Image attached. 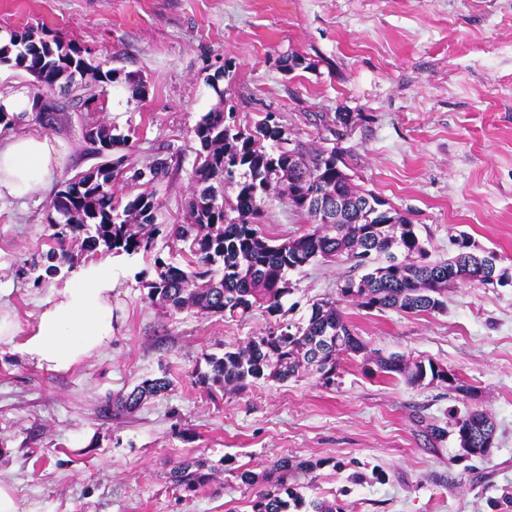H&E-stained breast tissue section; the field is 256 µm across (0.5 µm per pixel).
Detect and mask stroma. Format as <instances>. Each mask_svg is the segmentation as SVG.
<instances>
[{
    "label": "stroma",
    "mask_w": 512,
    "mask_h": 512,
    "mask_svg": "<svg viewBox=\"0 0 512 512\" xmlns=\"http://www.w3.org/2000/svg\"><path fill=\"white\" fill-rule=\"evenodd\" d=\"M43 31L88 52L103 70L141 77L142 98L107 86L91 111L76 86L50 98L62 119L48 134L71 156L47 189L0 202V302L28 332L39 305L86 261L72 246L59 272L37 281L33 262L53 247L55 194L100 164L89 125L131 136L142 168L154 156L171 168L157 185L159 220L184 223L196 187L193 129L216 102L248 127L278 113L291 135L318 143L316 113L351 117L344 140L354 184L416 226L431 258L451 256L461 238L496 252L508 282L448 286L441 312L342 310L368 348L430 361L452 384L412 387L345 362L333 387L308 375L258 381L208 395L192 372L275 324H301L312 303L334 299L354 262H316L290 272L279 314L245 320L173 313L151 303L144 280L154 251L114 257L111 346L79 368L56 373L0 347V478L20 498L54 512H252L280 457L319 462L305 499L338 501L345 512H494L512 494V0H0V36ZM225 67L216 98L207 84ZM305 215L286 201L264 205L263 232L281 241L303 233ZM168 391L134 413L105 410L107 397L146 378ZM486 411L497 429L488 460L467 457L449 427L450 410ZM204 460L212 482L195 493L172 480L188 458ZM254 476L241 485L237 471Z\"/></svg>",
    "instance_id": "stroma-1"
}]
</instances>
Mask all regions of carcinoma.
Returning <instances> with one entry per match:
<instances>
[{"mask_svg":"<svg viewBox=\"0 0 512 512\" xmlns=\"http://www.w3.org/2000/svg\"><path fill=\"white\" fill-rule=\"evenodd\" d=\"M11 62L33 75L39 86L53 89L61 79L79 74L90 81L79 87L86 108H95L102 84L125 86L131 97L144 94V84L116 71L104 72L83 56L81 49L29 32L13 34L0 44V63ZM218 103L202 116L193 129L197 152L193 179L197 184L188 202L189 219L167 232L173 242L187 245V264L155 259L157 277L143 284L148 298L171 312L192 310L197 314L244 319L260 310L270 316L283 307L291 292L288 273L318 259L346 258L372 269L359 278L345 280L338 299L312 304L303 325L269 328L244 346L210 354L207 370L195 371L196 383L206 389L244 390L259 380L285 383L309 370L328 388L336 384L340 364L367 352L366 345L348 323L340 304L351 302L365 310H396L420 314L445 307L448 284L469 283L481 265V256L470 245L455 256L427 261V249L411 224L378 196L355 189L343 169V149L313 147L289 137L280 116L268 112L253 127L243 129L235 115L224 111V91L211 83ZM324 130L335 140L348 115L330 118L318 115ZM98 150L109 155L122 147L127 153L106 161L91 172L77 176L57 192L51 206L59 207L60 219L52 224L60 251H50L45 272L54 275L58 263L69 258L68 235L83 236L81 249L135 255L150 251L162 233L158 222L159 202L153 192L143 191L123 202L127 186L155 185L169 175L165 157H156L144 168L124 167L135 145L112 129L96 126ZM231 188L233 194L226 193ZM287 201L310 220L301 235L274 244L257 224L266 199ZM377 371L400 376L411 386L448 383V371L405 356H376ZM165 377L146 379L124 393L113 407L128 414L145 400L168 390ZM460 447L480 458L484 445L495 436V424L482 410H470L453 420ZM320 462H296L286 456L270 468L267 485L252 500V512H290L308 507V512H343L340 505L321 499L303 500L290 486L295 474L314 479ZM173 481L195 492L213 481L205 462L192 458L173 473Z\"/></svg>","mask_w":512,"mask_h":512,"instance_id":"cac0c4a2","label":"carcinoma"}]
</instances>
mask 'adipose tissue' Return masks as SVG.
I'll use <instances>...</instances> for the list:
<instances>
[{
    "mask_svg": "<svg viewBox=\"0 0 512 512\" xmlns=\"http://www.w3.org/2000/svg\"><path fill=\"white\" fill-rule=\"evenodd\" d=\"M67 156L61 140L39 132L0 138V201L33 196ZM114 289L112 263H83L42 304L27 335H20L15 314L0 308V343H14L22 360L37 368L70 371L111 344Z\"/></svg>",
    "mask_w": 512,
    "mask_h": 512,
    "instance_id": "obj_1",
    "label": "adipose tissue"
}]
</instances>
